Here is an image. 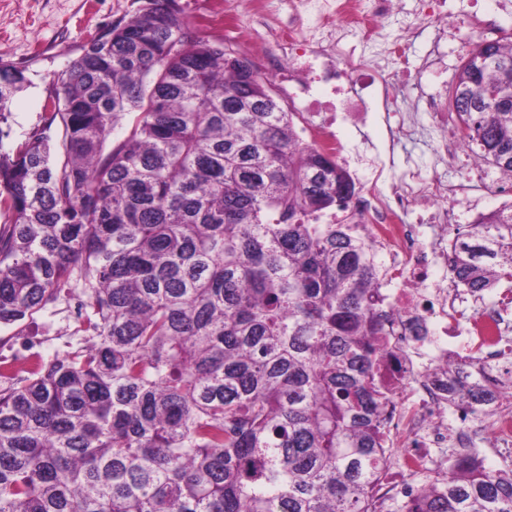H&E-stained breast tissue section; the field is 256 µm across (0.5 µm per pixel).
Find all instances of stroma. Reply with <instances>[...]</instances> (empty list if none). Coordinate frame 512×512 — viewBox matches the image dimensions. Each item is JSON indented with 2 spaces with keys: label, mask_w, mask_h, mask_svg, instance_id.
<instances>
[{
  "label": "stroma",
  "mask_w": 512,
  "mask_h": 512,
  "mask_svg": "<svg viewBox=\"0 0 512 512\" xmlns=\"http://www.w3.org/2000/svg\"><path fill=\"white\" fill-rule=\"evenodd\" d=\"M144 0H0V63L23 70L26 88L13 100L10 113L0 124V150L10 151L43 123L48 110L50 88L55 77L65 71L83 53L87 41L109 29L112 24L134 16ZM189 24L197 35L233 47L252 62L258 75L281 102L290 103L295 124H303L300 103L290 102L286 84L268 48L275 31L288 15L289 0H264L262 20L240 13L236 21L201 28L199 16L215 15L224 8V0H178ZM474 0H442L441 10L448 18L440 26L436 18L421 14H401L391 28L399 35L412 31L409 57L414 62L413 75L385 73L390 87L384 103L373 105L366 126L356 129L337 125L335 132L345 144L357 148L361 161L354 173L357 190L376 183L380 192H388L393 178L414 169L426 179L455 181L463 178L466 167L444 168L437 158V139L429 112L422 97L446 100L458 67L471 50L484 40L471 22ZM392 112L410 113L415 131L389 143L386 116ZM392 150L394 166L389 177L376 179L372 163L375 150ZM512 178L493 166H485L483 179L472 193L479 212L492 211L512 197L505 187ZM67 304L38 312L30 329L36 343L32 350L17 353L13 348H0L16 368L26 369L40 357L64 353L69 345L81 343L74 318L67 315Z\"/></svg>",
  "instance_id": "obj_1"
}]
</instances>
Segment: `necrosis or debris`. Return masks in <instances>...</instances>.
<instances>
[{
	"label": "necrosis or debris",
	"mask_w": 512,
	"mask_h": 512,
	"mask_svg": "<svg viewBox=\"0 0 512 512\" xmlns=\"http://www.w3.org/2000/svg\"><path fill=\"white\" fill-rule=\"evenodd\" d=\"M438 0H296L273 43L272 51L301 102H309L313 85L331 86L339 99L330 113H310L309 130L318 135L315 147L349 164L351 150L338 140L334 125L366 123L369 105L362 94L344 95L351 75L363 87L374 86L386 70L407 73V40L385 37L389 20L414 7L436 15ZM337 15L361 28L366 41L386 39L388 55L380 59L357 57L344 50L328 54L322 41L304 32L320 19ZM433 125L440 134L442 161L456 166L469 145L458 126L449 124L438 103H430ZM468 179L426 182L412 172L392 183L390 194L368 191L356 199L352 211L358 232L368 234L386 267L385 279L373 291L374 303L385 316V339L391 351L380 363V374L392 395L382 415L387 445L401 449L397 461L388 463L373 483L369 497L374 512H388L396 503L408 502L422 491L421 476L447 465L449 456L469 458L487 466L490 454L512 457V406H498L487 413L452 403L448 396V365L468 366L475 355L493 364L500 357L498 343L505 327L512 325L504 310L512 291L503 290L500 303L481 306L459 328L466 290L448 273L454 249L448 230L456 203L470 200L479 164H472ZM432 203L427 227L408 224L403 216L414 205ZM431 237H424V230Z\"/></svg>",
	"instance_id": "1"
}]
</instances>
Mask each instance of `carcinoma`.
Returning <instances> with one entry per match:
<instances>
[{
  "instance_id": "obj_1",
  "label": "carcinoma",
  "mask_w": 512,
  "mask_h": 512,
  "mask_svg": "<svg viewBox=\"0 0 512 512\" xmlns=\"http://www.w3.org/2000/svg\"><path fill=\"white\" fill-rule=\"evenodd\" d=\"M504 64L512 40L477 45L451 101L512 177V105L487 96ZM25 83L0 67V121ZM51 97L64 110L0 152V327L74 295L86 339L0 362V512H371L390 455L382 271L369 237L320 223L356 194L349 173L176 0L91 37ZM452 245L468 291L512 284V203ZM448 394L496 399L462 367ZM394 512H512V471L459 457Z\"/></svg>"
}]
</instances>
